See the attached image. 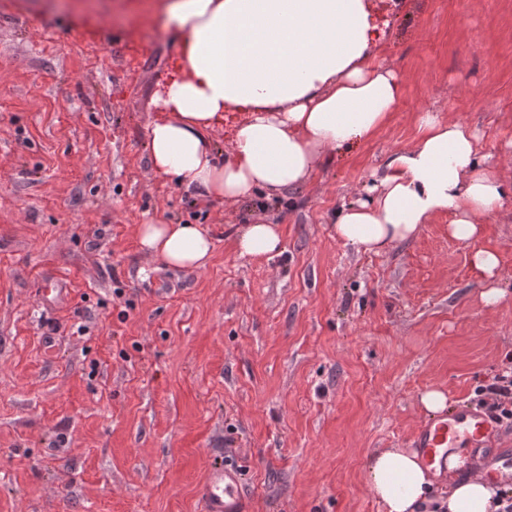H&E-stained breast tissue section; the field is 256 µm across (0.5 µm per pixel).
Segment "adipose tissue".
Returning <instances> with one entry per match:
<instances>
[{
    "mask_svg": "<svg viewBox=\"0 0 512 512\" xmlns=\"http://www.w3.org/2000/svg\"><path fill=\"white\" fill-rule=\"evenodd\" d=\"M369 0H163L162 30L180 35L177 72L154 97L160 116L146 151L154 175L227 202L274 198L302 187L326 151L349 150L394 112L401 75L374 61ZM228 112L243 118L224 146L214 134ZM419 135L389 152L364 198L343 206L338 240L379 254L412 238L431 218L449 216L452 237L472 243L481 299L503 296L500 257L480 246L482 226L512 189L481 162L476 133L439 111L418 117ZM142 251L171 268H203L214 249L200 224H141ZM240 255L268 257L283 246L278 225H242ZM367 485L385 512H416L434 478L419 455L375 452ZM499 489L476 475L452 486L447 512H499Z\"/></svg>",
    "mask_w": 512,
    "mask_h": 512,
    "instance_id": "1",
    "label": "adipose tissue"
}]
</instances>
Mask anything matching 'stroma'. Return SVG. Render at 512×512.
Returning <instances> with one entry per match:
<instances>
[{
	"label": "stroma",
	"mask_w": 512,
	"mask_h": 512,
	"mask_svg": "<svg viewBox=\"0 0 512 512\" xmlns=\"http://www.w3.org/2000/svg\"><path fill=\"white\" fill-rule=\"evenodd\" d=\"M34 2L0 0V512H200L208 464L239 461L251 512H384L367 455L412 448L422 392L473 401L512 354V198L480 239L492 308L447 216L379 255L333 222L434 107L512 183V0H375L397 108L265 204L150 175L179 46L159 0ZM256 220L281 253L239 255ZM184 222L213 237L206 269L139 246L137 225ZM471 265L483 280L482 302L486 307H494L503 297V290L499 287L498 278L501 265L499 254L491 248L481 245L474 246Z\"/></svg>",
	"instance_id": "obj_1"
}]
</instances>
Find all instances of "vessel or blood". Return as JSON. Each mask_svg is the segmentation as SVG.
I'll return each instance as SVG.
<instances>
[{
  "mask_svg": "<svg viewBox=\"0 0 512 512\" xmlns=\"http://www.w3.org/2000/svg\"><path fill=\"white\" fill-rule=\"evenodd\" d=\"M501 432V425L485 408L466 405L424 422L415 446L427 464L442 469L448 465L449 449L468 448L471 470H500L512 466V448L495 445ZM197 494L203 512H249L241 474L233 466L209 464Z\"/></svg>",
  "mask_w": 512,
  "mask_h": 512,
  "instance_id": "1",
  "label": "vessel or blood"
}]
</instances>
